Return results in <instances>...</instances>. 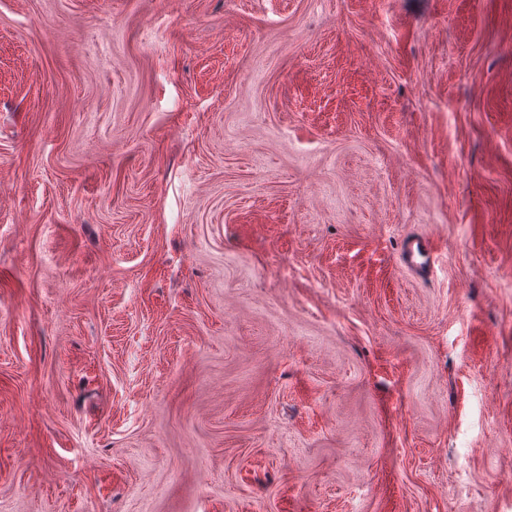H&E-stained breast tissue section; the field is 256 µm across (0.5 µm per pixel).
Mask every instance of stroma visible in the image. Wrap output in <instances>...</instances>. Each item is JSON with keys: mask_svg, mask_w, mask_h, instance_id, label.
<instances>
[{"mask_svg": "<svg viewBox=\"0 0 512 512\" xmlns=\"http://www.w3.org/2000/svg\"><path fill=\"white\" fill-rule=\"evenodd\" d=\"M0 512H512V0H0ZM440 255L433 242L426 237H410L404 248V264L411 269L431 266Z\"/></svg>", "mask_w": 512, "mask_h": 512, "instance_id": "stroma-1", "label": "stroma"}]
</instances>
